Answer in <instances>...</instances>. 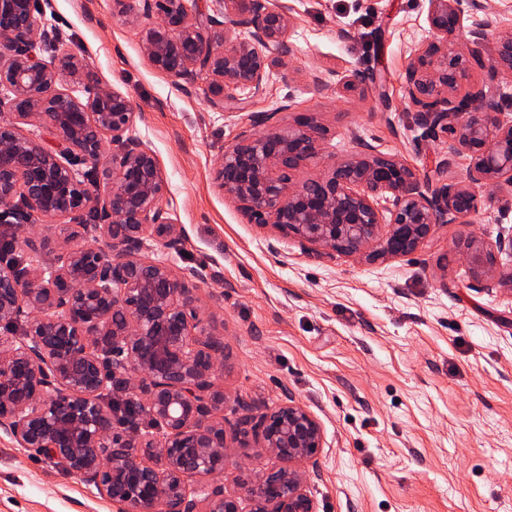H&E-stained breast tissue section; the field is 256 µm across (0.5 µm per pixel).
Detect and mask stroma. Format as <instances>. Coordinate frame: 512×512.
<instances>
[{
    "label": "stroma",
    "instance_id": "obj_1",
    "mask_svg": "<svg viewBox=\"0 0 512 512\" xmlns=\"http://www.w3.org/2000/svg\"><path fill=\"white\" fill-rule=\"evenodd\" d=\"M296 22L282 39L262 95L243 110H213L202 87L177 89L143 55L113 0H42L38 26L64 36L101 87L136 107L131 136L152 149L168 190L162 206L183 231L180 251L152 250L174 270L205 269L197 282L202 326L220 348L215 383L224 404L210 419L233 437L245 414L286 394L319 419L326 446L308 489L319 512H512V290L483 287L465 256L470 244L512 228V204L474 185L487 203L465 224L436 225L414 252L366 259L317 253L270 224L248 223L215 180L225 146L248 114L273 113L285 128L311 113L323 155L297 181L344 158L357 134L436 179L445 153L414 122L404 95L407 65L428 35V0H288ZM350 32V39L339 36ZM364 71L354 90L336 75ZM323 86H315V77ZM47 240L50 260L79 247L55 220L0 224V245ZM273 458L237 448L223 472L189 486L237 496ZM0 512H118L111 500L35 452L0 437Z\"/></svg>",
    "mask_w": 512,
    "mask_h": 512
}]
</instances>
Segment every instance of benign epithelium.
I'll return each mask as SVG.
<instances>
[{
  "label": "benign epithelium",
  "mask_w": 512,
  "mask_h": 512,
  "mask_svg": "<svg viewBox=\"0 0 512 512\" xmlns=\"http://www.w3.org/2000/svg\"><path fill=\"white\" fill-rule=\"evenodd\" d=\"M118 15L136 26L144 56L172 83L189 90L205 76L209 105L245 108L243 93L261 95L271 58L262 49L291 52L281 41L295 17L288 0H222L220 17L203 26L186 0H114ZM464 0H429L427 37L410 58L406 98L417 124L448 143L442 171L467 154L461 181L431 184L403 160L361 136L348 156L303 182L295 173L320 158L321 127L304 113L296 127L244 130L225 147L215 172L219 187L253 224H272L286 235L330 252L398 257L415 251L437 224H454L479 212L470 185L512 191V117L489 84L471 79L473 68L512 73V28L489 18L468 29L474 49L465 54L451 36L464 29ZM40 0H0V87L3 106L58 138L51 150L0 126V223L26 224L32 213L66 217L68 237L88 231L83 210L103 214L94 243L46 263L0 262V323L25 321L20 336L0 337V433L20 448L63 461L120 512H239L238 498L218 485L198 493L185 479L224 473L231 446L224 424L210 421L224 403L216 387L219 347L192 336L199 329L195 269L181 274L143 255L148 238L177 251L180 227L161 206L167 181L152 150L129 135L131 100L102 89L88 64L63 51L45 60L36 38ZM161 21L152 22L154 14ZM493 41L491 65L479 48ZM80 84L86 100L62 93ZM112 155L102 162L105 136ZM101 173V196L84 187L76 166ZM512 254V232L490 245L472 244L467 264L480 278L496 279V254ZM40 317L32 320V312ZM141 373L146 384L126 380L128 402L163 428L161 437H130L114 430L115 372ZM277 458L253 486L243 488L251 512H318L305 489L307 474L295 464L325 447L319 419L291 394L260 417L240 422L238 443Z\"/></svg>",
  "instance_id": "benign-epithelium-1"
}]
</instances>
